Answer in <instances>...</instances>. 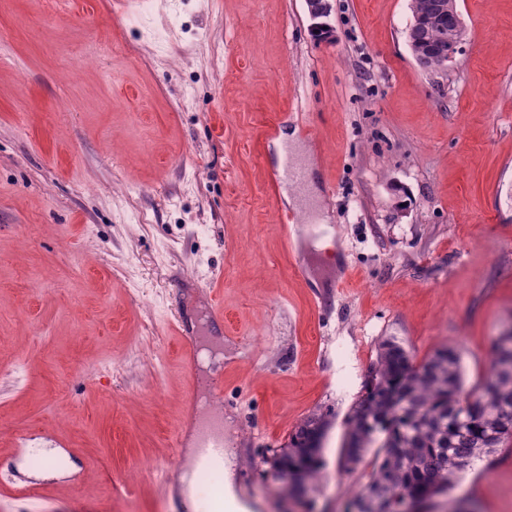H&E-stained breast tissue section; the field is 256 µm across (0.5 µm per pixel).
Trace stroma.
<instances>
[{
	"instance_id": "stroma-1",
	"label": "stroma",
	"mask_w": 512,
	"mask_h": 512,
	"mask_svg": "<svg viewBox=\"0 0 512 512\" xmlns=\"http://www.w3.org/2000/svg\"><path fill=\"white\" fill-rule=\"evenodd\" d=\"M129 2L0 0V512H175L139 463L200 425L203 342L246 512L287 501L272 459L318 414L306 498L344 512L379 342L456 347L471 387L512 325V0H459L437 72L410 0H329L331 40L305 0ZM452 500L512 512V453ZM431 12L428 15H417L409 26V46L415 62L420 65L424 54L433 55L435 69L443 70L448 61L458 51L459 46L465 38V26L458 10L457 0H434ZM448 20V27L445 28L442 41L444 46L435 48L427 45L415 37V32L420 28L435 26L441 20ZM448 29V32L446 31Z\"/></svg>"
}]
</instances>
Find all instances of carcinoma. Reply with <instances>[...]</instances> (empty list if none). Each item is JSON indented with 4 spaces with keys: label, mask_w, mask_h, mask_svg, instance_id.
<instances>
[{
    "label": "carcinoma",
    "mask_w": 512,
    "mask_h": 512,
    "mask_svg": "<svg viewBox=\"0 0 512 512\" xmlns=\"http://www.w3.org/2000/svg\"><path fill=\"white\" fill-rule=\"evenodd\" d=\"M505 402L512 404V330L497 337L487 380L470 389L456 348L441 347L416 365L395 338L383 339L348 415L344 468L354 470L376 440L381 444L368 481L348 508L400 512L401 500L412 497L417 512H431L432 499L448 492L463 470L460 460L471 464L512 446V416L501 414ZM327 426L325 416L310 417L274 457L289 496L319 472Z\"/></svg>",
    "instance_id": "cac0c4a2"
}]
</instances>
